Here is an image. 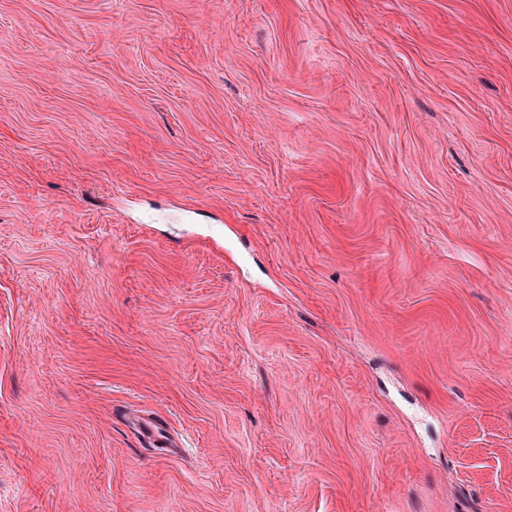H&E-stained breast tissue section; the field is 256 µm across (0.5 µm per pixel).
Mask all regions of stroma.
Listing matches in <instances>:
<instances>
[{
    "label": "stroma",
    "instance_id": "obj_1",
    "mask_svg": "<svg viewBox=\"0 0 512 512\" xmlns=\"http://www.w3.org/2000/svg\"><path fill=\"white\" fill-rule=\"evenodd\" d=\"M0 512H512V0H0Z\"/></svg>",
    "mask_w": 512,
    "mask_h": 512
}]
</instances>
